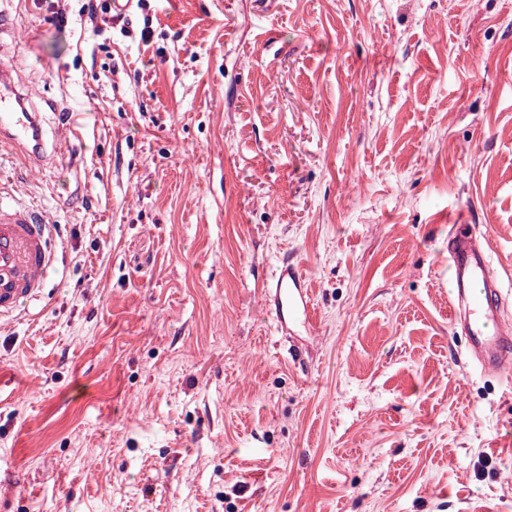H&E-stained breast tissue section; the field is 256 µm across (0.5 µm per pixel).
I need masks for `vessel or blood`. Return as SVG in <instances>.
Here are the masks:
<instances>
[{"instance_id":"vessel-or-blood-1","label":"vessel or blood","mask_w":512,"mask_h":512,"mask_svg":"<svg viewBox=\"0 0 512 512\" xmlns=\"http://www.w3.org/2000/svg\"><path fill=\"white\" fill-rule=\"evenodd\" d=\"M0 145L11 146L33 165L51 160L38 113L27 110L24 97L6 75L0 77ZM54 230V224L37 206L0 198V320L42 294L56 260ZM491 251L489 241L477 239L462 225H452L448 240L450 325L463 327L470 364L482 373L511 381L512 321L504 314ZM268 296L278 328L298 324L315 328L307 278L299 269L279 265Z\"/></svg>"}]
</instances>
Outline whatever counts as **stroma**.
I'll return each mask as SVG.
<instances>
[{
    "label": "stroma",
    "instance_id": "35a3bbf8",
    "mask_svg": "<svg viewBox=\"0 0 512 512\" xmlns=\"http://www.w3.org/2000/svg\"><path fill=\"white\" fill-rule=\"evenodd\" d=\"M84 3L0 0L55 153L0 187L59 252L0 326V512H512L448 275L472 225L512 297V0ZM87 2V9L90 11L92 18L100 19L103 24L111 28L112 21H115L121 17L118 16L116 19H114L112 15L114 13L124 15L125 12L129 9L133 0H89ZM268 290L270 314L275 325L284 328L297 324L316 330L315 309L309 294L306 276L297 268L283 262L273 276Z\"/></svg>",
    "mask_w": 512,
    "mask_h": 512
}]
</instances>
